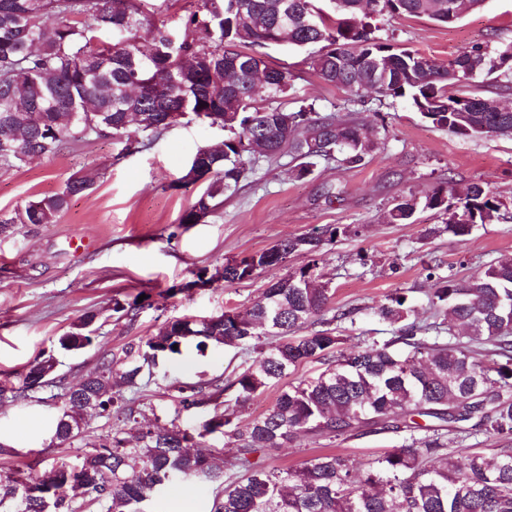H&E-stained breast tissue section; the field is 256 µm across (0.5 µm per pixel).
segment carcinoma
I'll list each match as a JSON object with an SVG mask.
<instances>
[{
	"instance_id": "obj_1",
	"label": "carcinoma",
	"mask_w": 512,
	"mask_h": 512,
	"mask_svg": "<svg viewBox=\"0 0 512 512\" xmlns=\"http://www.w3.org/2000/svg\"><path fill=\"white\" fill-rule=\"evenodd\" d=\"M320 0H195L183 36L170 40L164 23L143 14L141 0H0V139L15 146L0 152V168H18L34 156L56 153L66 137L110 138L128 151L168 128L169 114L223 123L233 107L238 115L216 147H202L179 179L194 185L195 168L211 172L204 189L180 220L194 223L196 211L213 213L254 165L288 153L297 158L342 155L359 165L371 151L366 124L319 112L314 106L288 111L274 100L288 92L293 74L262 60L265 78L233 66L234 59L264 55L274 36L292 46L322 44L310 68L324 82L363 98L369 94L406 96L423 118L464 137L512 136V111L485 108L489 96L462 91L467 72L512 70L508 46L494 51L473 45L438 65L410 51L396 53L373 36L374 17L385 12L427 16L450 24L484 0H332L336 15ZM313 12L316 27L303 25ZM143 67L153 90L130 93L133 67ZM94 177L74 174L54 195L36 198L8 218L0 233L17 224H54L72 197L88 191ZM425 206L448 212L444 230L469 235L496 218L499 205L478 184L440 187ZM416 207L406 197L389 213L390 223L408 222ZM316 237L288 238L269 251L224 264L211 275L226 283L247 280L288 256L320 250ZM316 260L285 275L263 292L245 327L209 318L197 347L246 346L255 361L229 384L220 377L178 388L185 409L214 403L200 429H159L138 424L124 408L125 423L93 445L83 460L54 464L40 479L0 481V512H79L85 502L98 512H140L155 486L197 479L218 484L212 512H512V261L493 263L465 283L434 276L430 303L448 324L421 325L403 294L378 306L379 317L395 327L393 339L358 350L339 349L341 338L325 318L331 294L315 274ZM87 314L72 325L66 350L91 343ZM463 325L468 335L455 334ZM188 337L169 321L158 335L122 349L126 367L116 370L105 357L92 379L74 388L46 379L55 361L37 360L16 386L0 382V396H21L39 383L69 395L54 436L61 442L81 436L86 417L109 411L97 393L153 376L160 363ZM309 360L325 369L286 385L273 406L241 427L219 409L218 399L234 390L244 403L281 382ZM426 420L421 425L416 418ZM393 428L404 443L364 469L341 454L323 453L294 469L265 467L253 454L279 448L300 436L338 437L353 431ZM220 431L237 448L235 472L203 450L206 436ZM482 431L506 443L492 453L448 447V433L463 442Z\"/></svg>"
}]
</instances>
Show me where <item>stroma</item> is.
Instances as JSON below:
<instances>
[{"instance_id": "35a3bbf8", "label": "stroma", "mask_w": 512, "mask_h": 512, "mask_svg": "<svg viewBox=\"0 0 512 512\" xmlns=\"http://www.w3.org/2000/svg\"><path fill=\"white\" fill-rule=\"evenodd\" d=\"M376 26L380 41L445 63L466 46L512 42V0H485L450 25L425 16L386 14ZM267 53L294 76L289 110L311 103L321 112L360 114L372 141L363 164L318 159L310 174L300 177L291 156L259 161L223 209L197 224L182 223L181 217L199 188L177 181L199 147L223 140L217 126L184 121L129 152L108 138L77 142L67 137L55 155L0 170V216L32 198L57 193L72 174L98 175L89 191L70 200L58 223L0 234V380L19 382L36 358L50 354L57 376L73 383L104 357L122 363L125 344L158 334L170 320L247 312L270 283L305 265L307 255L293 254L284 265L232 284L219 280L178 294L173 288L286 238H322L316 273L332 292L328 313L336 318L345 349L392 339L391 326L376 311L395 294L407 295L419 321H431L435 282L429 272L464 282L488 264L512 260V137L451 134L423 119L405 97L358 102L309 70V48L275 46ZM449 182L481 184L500 201L498 218L465 237L445 232L447 213L427 208L424 198ZM410 195L418 200L411 223H389V211ZM80 236L87 245L78 250L71 241ZM139 294L144 301L135 317L113 312V299ZM88 313L96 316L91 344L62 349L60 337ZM254 358L241 347L200 353L188 346L165 362L168 380L125 387L120 394L135 408L138 421L192 428L208 410L179 411L177 386L214 377L231 380ZM63 405L62 396L47 390L0 399V480H36L56 460L78 462L123 420L118 409L107 417H89L82 441L62 445L47 428ZM402 442L401 433L390 430L301 437L263 452L260 460L292 469L334 451L362 468Z\"/></svg>"}]
</instances>
